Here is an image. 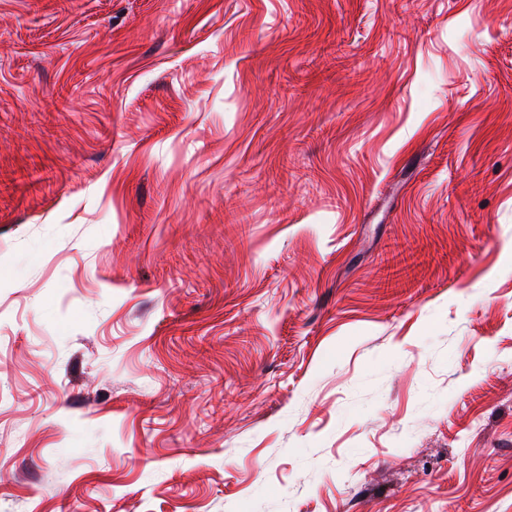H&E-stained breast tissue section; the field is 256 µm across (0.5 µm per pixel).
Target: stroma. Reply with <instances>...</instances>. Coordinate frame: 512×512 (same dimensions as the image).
<instances>
[{"mask_svg":"<svg viewBox=\"0 0 512 512\" xmlns=\"http://www.w3.org/2000/svg\"><path fill=\"white\" fill-rule=\"evenodd\" d=\"M0 512H512V0H0Z\"/></svg>","mask_w":512,"mask_h":512,"instance_id":"obj_1","label":"stroma"}]
</instances>
